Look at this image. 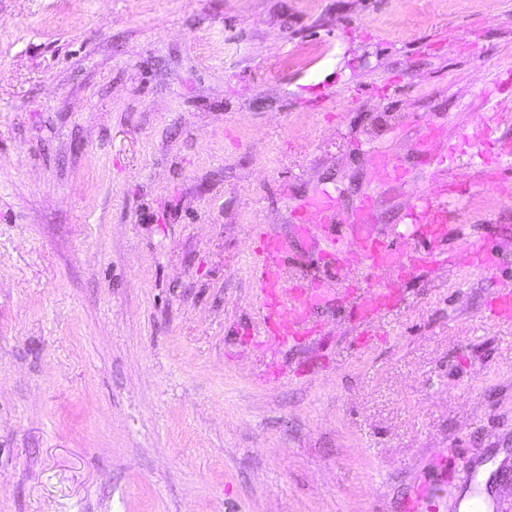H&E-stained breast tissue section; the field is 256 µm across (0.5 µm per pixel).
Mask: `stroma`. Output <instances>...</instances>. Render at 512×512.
I'll return each mask as SVG.
<instances>
[{"label":"stroma","mask_w":512,"mask_h":512,"mask_svg":"<svg viewBox=\"0 0 512 512\" xmlns=\"http://www.w3.org/2000/svg\"><path fill=\"white\" fill-rule=\"evenodd\" d=\"M511 69L512 0H0V512H399L458 454L444 512H512ZM473 178L372 336L254 347L257 231L336 288L307 198L390 240ZM376 166L379 172L377 186H382L384 183L403 182L405 169L397 159L380 155L376 160ZM489 316L498 322H512V290L504 288L488 299Z\"/></svg>","instance_id":"obj_1"}]
</instances>
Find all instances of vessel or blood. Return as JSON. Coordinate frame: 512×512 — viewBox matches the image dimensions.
Returning a JSON list of instances; mask_svg holds the SVG:
<instances>
[{"label":"vessel or blood","instance_id":"vessel-or-blood-1","mask_svg":"<svg viewBox=\"0 0 512 512\" xmlns=\"http://www.w3.org/2000/svg\"><path fill=\"white\" fill-rule=\"evenodd\" d=\"M376 166L380 183H399L405 170L399 161L387 155L378 156ZM374 196L362 198L348 234L336 235L329 228L336 222L338 200L325 192L295 209L292 221L304 237H316L317 257L325 266L344 270L361 269L359 279L350 281L344 290L355 299V316L370 324L379 311L397 306L401 300L399 284L414 270L446 265L448 257L442 248L448 236L446 213L425 205L422 219L416 225L414 239L421 250H406L384 238L364 233L369 223ZM288 242L275 234L265 233L256 248L250 268L251 286L258 300L263 328L256 343L260 346L299 344L317 335L321 326L315 315L329 304L331 289L318 280L304 281L288 275ZM490 317L498 322H512V290L505 288L487 302ZM402 512H439V501L426 487L414 486L403 502Z\"/></svg>","mask_w":512,"mask_h":512}]
</instances>
